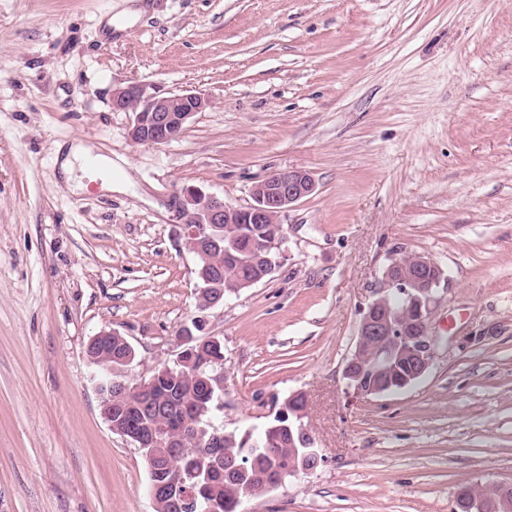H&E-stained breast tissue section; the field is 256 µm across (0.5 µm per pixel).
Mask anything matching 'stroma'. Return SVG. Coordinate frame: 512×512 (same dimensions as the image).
Listing matches in <instances>:
<instances>
[{"instance_id": "1", "label": "stroma", "mask_w": 512, "mask_h": 512, "mask_svg": "<svg viewBox=\"0 0 512 512\" xmlns=\"http://www.w3.org/2000/svg\"><path fill=\"white\" fill-rule=\"evenodd\" d=\"M0 0V512H155L140 448L101 414L85 348L125 336L138 382L196 313L186 190L248 206L288 169L265 281L210 317L225 431L301 392L321 455L241 512H457L512 482V0ZM121 31L108 32V18ZM208 101L137 146L115 88ZM113 162L112 190L60 184L55 147ZM444 272L427 375L359 396L343 368L390 259Z\"/></svg>"}]
</instances>
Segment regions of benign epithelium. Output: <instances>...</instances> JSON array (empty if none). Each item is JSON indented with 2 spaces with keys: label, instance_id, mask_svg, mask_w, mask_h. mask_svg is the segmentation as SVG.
Instances as JSON below:
<instances>
[{
  "label": "benign epithelium",
  "instance_id": "benign-epithelium-1",
  "mask_svg": "<svg viewBox=\"0 0 512 512\" xmlns=\"http://www.w3.org/2000/svg\"><path fill=\"white\" fill-rule=\"evenodd\" d=\"M208 104L204 95L185 91L162 96L153 86L145 82L130 83L112 91V110L130 112L133 121L128 128V138L136 145L155 146L165 144L176 137L186 124ZM316 182L305 170L288 169L275 172L258 182L252 189L253 202L244 208H235L215 195H206L198 190H188L181 211L186 230V244L193 254L197 278L198 303L204 312L193 317L201 327L197 335L182 326L176 332L178 352L174 363L188 368L195 376L204 371L205 363L195 359L196 349H201L218 336L210 331V311L224 305V282L220 274L207 272L210 264L211 246L214 243L212 230L223 224H279L281 216L293 204L312 194ZM286 242L285 228L267 239H254L246 245L247 258L255 268L257 276L246 282L255 285L272 275L281 263ZM443 279V270L426 255H413L408 259H391L383 272L380 288L368 305L358 331L355 349L347 359L344 378L347 386L358 396H371L387 391L382 380L368 381L362 364L364 352L373 348L377 375L388 372L400 361L407 364L408 374L402 385L407 387L425 376L434 360V346L428 335V320L435 304V291ZM400 304L392 302V296ZM134 359V350L110 366L109 387L127 388L141 394L151 391L157 383L159 373L151 374L135 384L125 378V369ZM208 387L216 386L224 391V364L217 361L211 365L204 377ZM101 407L113 433L133 442L138 447L151 446L155 451L147 456L153 481L150 495L154 508L163 506L178 512L196 502L195 486L190 479L173 466V460L160 448H184L186 437L183 431L168 421L158 423L145 430L138 422L137 407L112 392H100ZM278 413H288L299 418L306 414L302 397L292 395ZM300 443L304 452L300 460L293 462L292 472H306L313 467L305 464L309 456L320 457L314 448V439L306 427H301ZM500 498L487 506L475 498L461 497L459 508L463 512H509L512 509V483H499Z\"/></svg>",
  "mask_w": 512,
  "mask_h": 512
}]
</instances>
